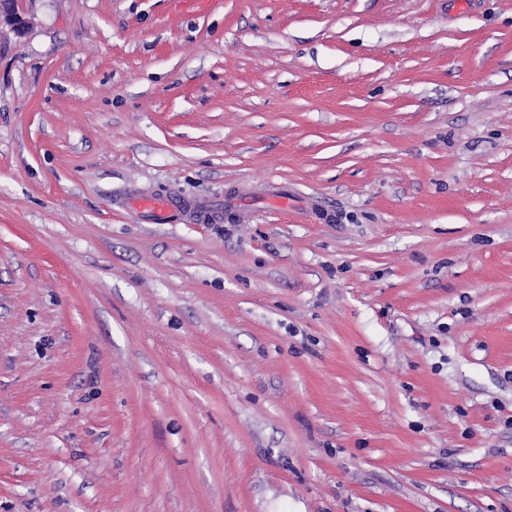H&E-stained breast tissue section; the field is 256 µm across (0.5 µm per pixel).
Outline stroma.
Listing matches in <instances>:
<instances>
[{
    "label": "stroma",
    "instance_id": "stroma-1",
    "mask_svg": "<svg viewBox=\"0 0 512 512\" xmlns=\"http://www.w3.org/2000/svg\"><path fill=\"white\" fill-rule=\"evenodd\" d=\"M20 8L0 512H512V0ZM134 208L157 223L169 222L177 212V207L171 200L160 197H142L137 200Z\"/></svg>",
    "mask_w": 512,
    "mask_h": 512
}]
</instances>
